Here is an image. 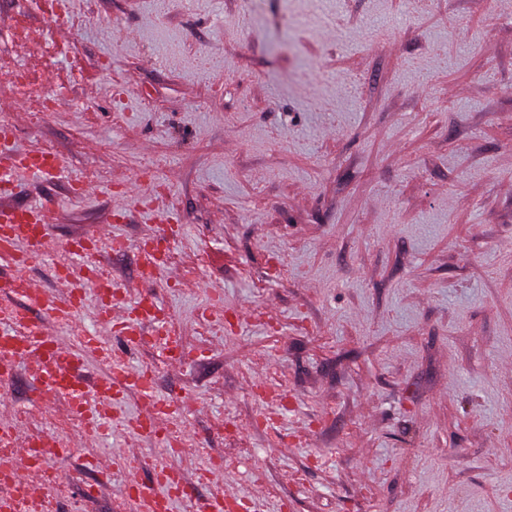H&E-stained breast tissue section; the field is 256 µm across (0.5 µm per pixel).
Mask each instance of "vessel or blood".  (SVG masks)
Here are the masks:
<instances>
[{
	"instance_id": "1",
	"label": "vessel or blood",
	"mask_w": 512,
	"mask_h": 512,
	"mask_svg": "<svg viewBox=\"0 0 512 512\" xmlns=\"http://www.w3.org/2000/svg\"><path fill=\"white\" fill-rule=\"evenodd\" d=\"M0 153L5 156L4 161L0 162V192H10L21 172L48 180L63 175L62 162L52 153L32 150L20 153L11 146ZM49 243L50 226L43 219L42 206L0 210L1 263L13 265L20 270L29 263L33 254L44 252ZM104 247L115 255L131 248L136 249L140 257L139 274L144 279L149 276V266L165 258L164 253L151 240H142L132 245L124 237L112 234L74 237L66 241L63 248L70 256L83 260L90 277L89 283L68 281L66 267H58L57 277L66 282L67 292L64 297L56 299L32 288L20 273L0 279V301L7 303L10 311L8 326L0 328V386L11 381L19 360L31 352H41V384L49 392L66 398L67 414L81 421L84 436L103 434L111 419L109 413L90 411V396H97L112 405L134 392L148 402L150 410L129 419L128 427L137 432L160 436L168 446H175L177 437L174 429L182 422L179 408L157 397L155 378L149 369L113 362L87 389L83 386L86 356L100 351L99 336L84 334L74 349H65L51 343V326L71 322L87 299H95L101 315L111 318V299L89 292L90 285L101 286L108 282L94 261L95 254ZM146 321L154 324L155 333L160 338L159 349L166 358L174 361L186 359V350L176 345L173 339V318L155 297L146 295L130 302L125 316L114 321L113 329L130 339L137 335L139 324ZM0 438L8 442L6 454L13 461L10 468L0 471V512H25L23 496L29 484V476L48 470L50 460L38 456L34 446H19V434L15 426L1 427ZM127 488L130 499L147 504L150 512H171L174 502L192 497L191 485L173 464L159 469L150 486L140 484L135 472H128ZM196 512H262V503L257 499L244 501L237 498H212L197 502Z\"/></svg>"
}]
</instances>
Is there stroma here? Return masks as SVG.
<instances>
[{
	"label": "stroma",
	"mask_w": 512,
	"mask_h": 512,
	"mask_svg": "<svg viewBox=\"0 0 512 512\" xmlns=\"http://www.w3.org/2000/svg\"><path fill=\"white\" fill-rule=\"evenodd\" d=\"M67 2L0 0V122L65 165L11 201L46 204L61 241H135L176 212L149 289L195 357L125 348L91 300L58 329L149 368L185 426L175 449L128 432V395L42 512H135L116 452L266 512H512V0ZM74 180L96 194L71 199ZM127 184L152 208L117 222ZM97 262L123 294L148 288L134 252ZM63 263L83 270L56 251L24 274L53 293ZM36 372L20 361L0 421L28 413L70 446ZM210 458L234 483L200 480ZM92 460L111 474L87 499Z\"/></svg>",
	"instance_id": "stroma-1"
}]
</instances>
